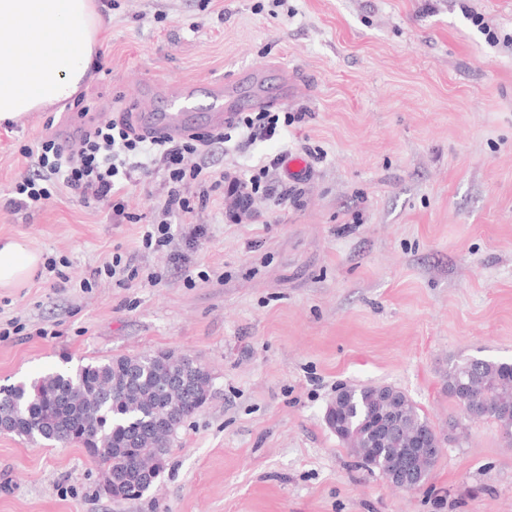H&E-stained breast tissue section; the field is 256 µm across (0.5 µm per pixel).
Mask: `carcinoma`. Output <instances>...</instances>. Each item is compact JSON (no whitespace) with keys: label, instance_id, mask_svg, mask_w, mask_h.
Segmentation results:
<instances>
[{"label":"carcinoma","instance_id":"cac0c4a2","mask_svg":"<svg viewBox=\"0 0 512 512\" xmlns=\"http://www.w3.org/2000/svg\"><path fill=\"white\" fill-rule=\"evenodd\" d=\"M182 358L172 352L118 356L80 365L72 372H53L27 384L0 386V421L10 433L32 442L80 444L105 471L103 487L120 482L126 492L149 480L151 463L167 457L174 435L211 395L212 378L196 369L199 385L175 393L172 373ZM448 395L458 406L469 400L484 405L503 435L512 439V366L506 361L467 357L448 366ZM395 400L402 431L375 444L377 408ZM330 410L335 433L362 466L387 476L401 449L412 448L435 429L412 399L391 385L345 388ZM415 482L423 484L436 459L415 455Z\"/></svg>","mask_w":512,"mask_h":512}]
</instances>
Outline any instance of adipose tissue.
Instances as JSON below:
<instances>
[{
    "label": "adipose tissue",
    "mask_w": 512,
    "mask_h": 512,
    "mask_svg": "<svg viewBox=\"0 0 512 512\" xmlns=\"http://www.w3.org/2000/svg\"><path fill=\"white\" fill-rule=\"evenodd\" d=\"M103 32L96 0H0V125L74 100ZM41 262L24 241L0 239V288L23 285Z\"/></svg>",
    "instance_id": "obj_1"
}]
</instances>
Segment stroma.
<instances>
[{
	"label": "stroma",
	"instance_id": "stroma-1",
	"mask_svg": "<svg viewBox=\"0 0 512 512\" xmlns=\"http://www.w3.org/2000/svg\"><path fill=\"white\" fill-rule=\"evenodd\" d=\"M102 2L76 101L0 126V238L56 263L0 291V385L164 351L205 367L211 396L129 499L104 494L80 445L0 435V512H512V440L446 389L454 360L512 361V0ZM216 77L234 115L261 98L298 120L188 164L242 180L291 154L302 177L273 168L252 206L219 190L191 214H165L158 169L123 218L66 191L6 209L31 172L21 146L56 122L150 112ZM162 220L170 245L145 249ZM191 224L208 228L193 244ZM117 256L138 278L104 274ZM371 384L444 437L418 490L360 466L325 422L338 390Z\"/></svg>",
	"mask_w": 512,
	"mask_h": 512
}]
</instances>
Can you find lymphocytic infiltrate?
<instances>
[{
  "instance_id": "f902f5d3",
  "label": "lymphocytic infiltrate",
  "mask_w": 512,
  "mask_h": 512,
  "mask_svg": "<svg viewBox=\"0 0 512 512\" xmlns=\"http://www.w3.org/2000/svg\"><path fill=\"white\" fill-rule=\"evenodd\" d=\"M223 133L208 137L189 135L179 139L135 133L126 122L96 125L81 134L77 149L48 138L36 146H23L22 154L36 169L13 189L10 209L35 211L63 186L85 204L105 206L115 216L125 214L121 193L134 174L160 167L168 183L166 212L191 213L206 208L221 182L200 165H186L188 155L224 143Z\"/></svg>"
}]
</instances>
